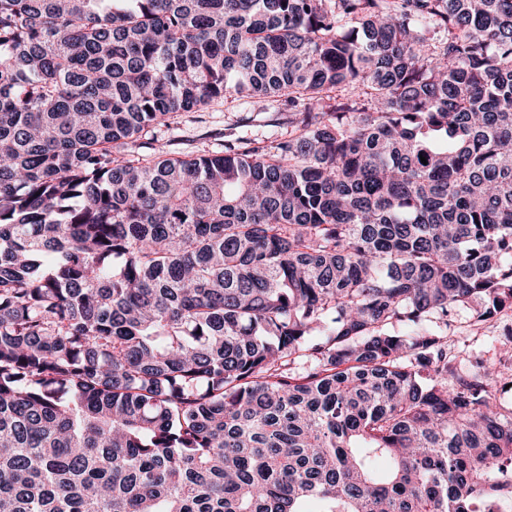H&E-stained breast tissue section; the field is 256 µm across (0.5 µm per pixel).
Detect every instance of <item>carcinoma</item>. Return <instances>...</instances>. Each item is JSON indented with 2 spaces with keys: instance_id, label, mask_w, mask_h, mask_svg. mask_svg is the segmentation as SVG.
Listing matches in <instances>:
<instances>
[{
  "instance_id": "obj_1",
  "label": "carcinoma",
  "mask_w": 512,
  "mask_h": 512,
  "mask_svg": "<svg viewBox=\"0 0 512 512\" xmlns=\"http://www.w3.org/2000/svg\"><path fill=\"white\" fill-rule=\"evenodd\" d=\"M232 94L290 130L143 139ZM467 306L512 312V0H0V512H512Z\"/></svg>"
}]
</instances>
